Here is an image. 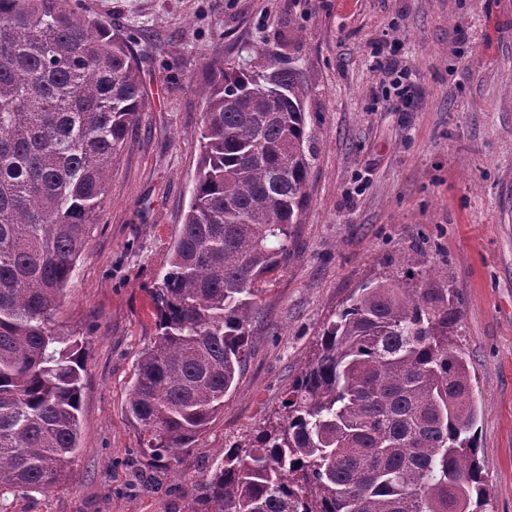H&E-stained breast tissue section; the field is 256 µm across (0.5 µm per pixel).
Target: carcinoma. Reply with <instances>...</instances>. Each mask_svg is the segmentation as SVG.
<instances>
[{"mask_svg": "<svg viewBox=\"0 0 512 512\" xmlns=\"http://www.w3.org/2000/svg\"><path fill=\"white\" fill-rule=\"evenodd\" d=\"M216 59L192 195L152 291L157 336L128 412L144 450L177 456L224 412L251 354L263 287L288 263L315 160L310 93L261 91L271 59ZM144 105L129 41L70 0H0V495L47 491L78 449L83 346L54 315L105 207L112 157ZM367 283L323 329L282 419L225 445L184 512H478L459 309L426 261Z\"/></svg>", "mask_w": 512, "mask_h": 512, "instance_id": "obj_1", "label": "carcinoma"}]
</instances>
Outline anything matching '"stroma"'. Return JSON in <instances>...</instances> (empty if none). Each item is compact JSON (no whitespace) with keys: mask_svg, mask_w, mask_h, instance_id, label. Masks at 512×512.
<instances>
[{"mask_svg":"<svg viewBox=\"0 0 512 512\" xmlns=\"http://www.w3.org/2000/svg\"><path fill=\"white\" fill-rule=\"evenodd\" d=\"M73 2L131 37L145 105L55 315L85 347L78 450L61 483L0 495V512H181L225 445L274 419L332 315L362 285L401 278L404 254L425 255L461 303L485 512H512V0ZM259 49L296 62L311 89L309 204L223 414L159 461L128 413L157 335L150 290L190 198L207 67L250 66ZM400 78L415 94L394 112Z\"/></svg>","mask_w":512,"mask_h":512,"instance_id":"obj_1","label":"stroma"}]
</instances>
